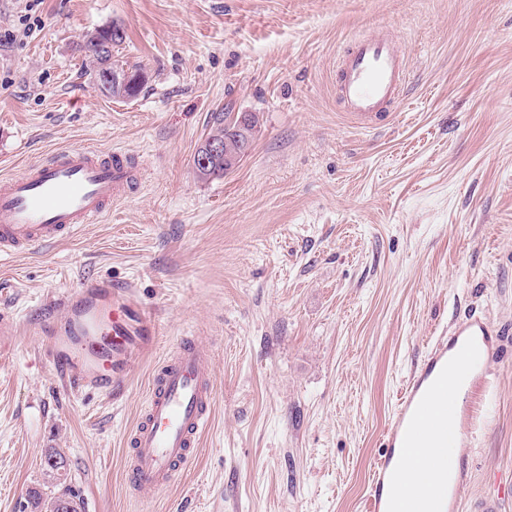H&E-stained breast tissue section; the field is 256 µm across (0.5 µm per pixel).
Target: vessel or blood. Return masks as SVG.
Wrapping results in <instances>:
<instances>
[{"mask_svg":"<svg viewBox=\"0 0 512 512\" xmlns=\"http://www.w3.org/2000/svg\"><path fill=\"white\" fill-rule=\"evenodd\" d=\"M408 67L398 35L355 37L336 62V90L345 112L367 123L387 117L400 100ZM133 181L123 152L86 145L56 150L22 173L0 178V254L34 251L74 237L100 222ZM37 331L51 365L73 390L111 395L154 346L152 314L129 283L100 276L80 279L49 303ZM494 326L471 314L455 320L405 380L370 475L368 512H458L470 484L467 464L449 461V443L462 439L467 419L442 377L449 363L487 385ZM211 349L182 339L163 358L131 430L127 474L144 500L164 491L188 468L212 420L215 389ZM417 459L423 479L406 485L403 472ZM455 470L451 485L430 486L425 475Z\"/></svg>","mask_w":512,"mask_h":512,"instance_id":"1","label":"vessel or blood"}]
</instances>
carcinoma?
<instances>
[{
    "instance_id": "cac0c4a2",
    "label": "carcinoma",
    "mask_w": 512,
    "mask_h": 512,
    "mask_svg": "<svg viewBox=\"0 0 512 512\" xmlns=\"http://www.w3.org/2000/svg\"><path fill=\"white\" fill-rule=\"evenodd\" d=\"M105 39L112 42V51L102 54L99 45ZM126 33L123 27L112 24L87 33L80 49L86 57V74L95 88H100L101 78L107 71L124 70L122 64L116 59L119 47L124 43ZM145 81L144 73L136 70L131 73L130 80L123 89L113 88L102 96L112 98H133L138 95ZM231 112H220L215 116L214 125L206 140H220L224 142V157L210 163L205 169H195L197 176L202 180L222 178L231 172L247 156L252 149L254 139L260 128V113L246 112L244 116L248 125L242 133L232 132L227 123L232 118ZM22 512H82L79 492L70 486H63L58 491L48 495L37 488L26 493L22 504Z\"/></svg>"
}]
</instances>
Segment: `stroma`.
Returning <instances> with one entry per match:
<instances>
[{"label":"stroma","mask_w":512,"mask_h":512,"mask_svg":"<svg viewBox=\"0 0 512 512\" xmlns=\"http://www.w3.org/2000/svg\"><path fill=\"white\" fill-rule=\"evenodd\" d=\"M124 27L148 82L107 99L87 31ZM385 27L410 82L395 125L336 96L348 41ZM0 177L94 144L138 167L103 222L0 255V311L35 324L78 279L136 287L155 347L114 396L64 388L35 335L0 352V512L49 484L85 512H363L400 388L464 308L512 328V0H0ZM256 112L224 178L192 158L216 113ZM211 343L213 423L153 501L126 484L124 436L182 337ZM470 397L462 512L512 482V335Z\"/></svg>","instance_id":"1"}]
</instances>
